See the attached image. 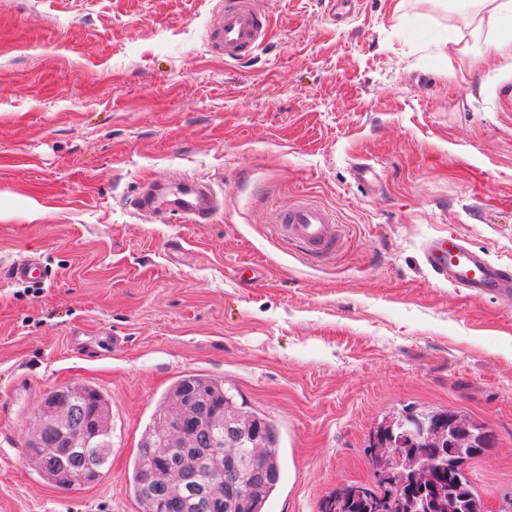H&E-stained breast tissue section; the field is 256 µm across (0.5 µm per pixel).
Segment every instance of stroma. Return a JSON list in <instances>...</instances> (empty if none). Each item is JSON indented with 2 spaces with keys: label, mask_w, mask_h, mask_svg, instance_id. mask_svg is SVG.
I'll return each instance as SVG.
<instances>
[{
  "label": "stroma",
  "mask_w": 512,
  "mask_h": 512,
  "mask_svg": "<svg viewBox=\"0 0 512 512\" xmlns=\"http://www.w3.org/2000/svg\"><path fill=\"white\" fill-rule=\"evenodd\" d=\"M218 0H0V512H139L125 477L160 397L202 373L279 431L268 512H319L373 480L371 432L406 408L493 431L469 464L492 512L512 496V303L436 280L454 232L512 266V67L471 10L435 0H263L269 37L227 63ZM459 38L452 57L442 41ZM367 165L366 178L355 168ZM209 182L210 222L158 218L152 180ZM308 199L343 235L313 260L275 230ZM123 337L89 358L77 343ZM107 396L94 485H46L14 449L54 387ZM38 265L33 262H11L0 267V279L10 281L30 280L35 276Z\"/></svg>",
  "instance_id": "stroma-1"
}]
</instances>
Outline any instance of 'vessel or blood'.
Listing matches in <instances>:
<instances>
[{
  "instance_id": "b4317fda",
  "label": "vessel or blood",
  "mask_w": 512,
  "mask_h": 512,
  "mask_svg": "<svg viewBox=\"0 0 512 512\" xmlns=\"http://www.w3.org/2000/svg\"><path fill=\"white\" fill-rule=\"evenodd\" d=\"M268 26L267 12L256 7L254 0H225L209 30L211 49L225 60H241L266 42ZM216 203L214 189L192 178L175 184H153L135 201L139 210L179 213L195 222L214 212ZM276 230L314 258L335 254L340 245V233L333 217L310 203L295 204L284 210L277 220ZM422 253L437 277L464 289L470 297L512 298V270L490 262L456 234L427 240ZM36 270L33 262H11L0 267V279L28 280L34 277Z\"/></svg>"
}]
</instances>
